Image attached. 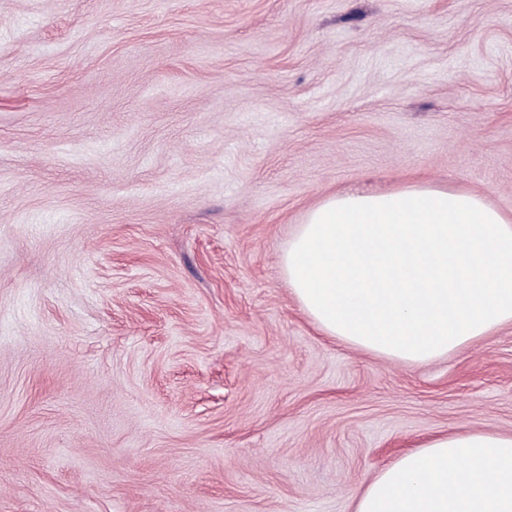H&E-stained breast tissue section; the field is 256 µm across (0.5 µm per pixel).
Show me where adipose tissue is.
I'll return each mask as SVG.
<instances>
[{
    "label": "adipose tissue",
    "instance_id": "ef3b65f1",
    "mask_svg": "<svg viewBox=\"0 0 512 512\" xmlns=\"http://www.w3.org/2000/svg\"><path fill=\"white\" fill-rule=\"evenodd\" d=\"M282 271L323 335L427 364L512 324V215L429 184L332 194L307 211ZM351 501L353 512H512V433L433 437Z\"/></svg>",
    "mask_w": 512,
    "mask_h": 512
}]
</instances>
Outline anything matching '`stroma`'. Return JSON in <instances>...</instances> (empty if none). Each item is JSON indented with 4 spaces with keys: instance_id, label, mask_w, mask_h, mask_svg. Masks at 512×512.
I'll list each match as a JSON object with an SVG mask.
<instances>
[{
    "instance_id": "obj_1",
    "label": "stroma",
    "mask_w": 512,
    "mask_h": 512,
    "mask_svg": "<svg viewBox=\"0 0 512 512\" xmlns=\"http://www.w3.org/2000/svg\"><path fill=\"white\" fill-rule=\"evenodd\" d=\"M512 214V0H0V512H352L512 432V325L424 365L281 274L331 193Z\"/></svg>"
}]
</instances>
